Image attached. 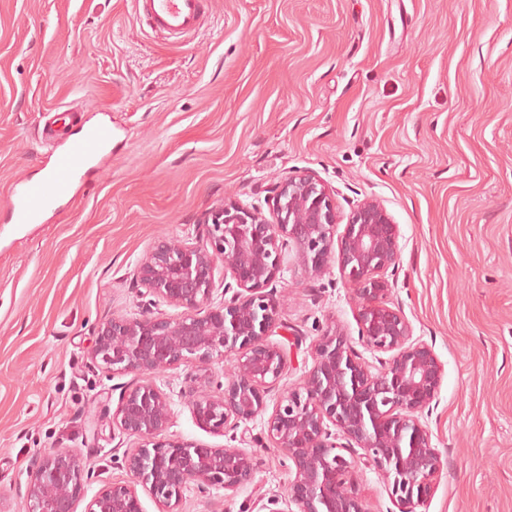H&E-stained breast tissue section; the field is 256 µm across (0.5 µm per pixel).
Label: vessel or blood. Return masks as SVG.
Instances as JSON below:
<instances>
[{
  "label": "vessel or blood",
  "mask_w": 512,
  "mask_h": 512,
  "mask_svg": "<svg viewBox=\"0 0 512 512\" xmlns=\"http://www.w3.org/2000/svg\"><path fill=\"white\" fill-rule=\"evenodd\" d=\"M208 8V0H136V9L150 22L155 32L186 36L194 33ZM89 159L88 153L73 148L56 153L53 167L42 179L24 183L15 191L10 208L16 223L32 224L41 220L71 187Z\"/></svg>",
  "instance_id": "1"
}]
</instances>
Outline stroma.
Segmentation results:
<instances>
[{"instance_id":"stroma-1","label":"stroma","mask_w":512,"mask_h":512,"mask_svg":"<svg viewBox=\"0 0 512 512\" xmlns=\"http://www.w3.org/2000/svg\"><path fill=\"white\" fill-rule=\"evenodd\" d=\"M83 112L59 121L57 107ZM85 125L112 129L40 223H14L10 192ZM308 170L338 224L368 200L399 228L388 299L444 366L427 419L444 468L422 512H512V0H211L188 37L145 31L134 0H0V512H24L28 465L61 448L90 472L86 497L127 481L112 432L132 374L91 364L98 326L151 300L133 271L162 237L194 239L221 203L265 208ZM274 337L288 352L268 400L298 388L330 331L358 338L338 264L311 276L288 257ZM194 366L159 383L168 438L212 448L186 393ZM254 481L233 497L189 491L183 512H259L289 462L248 423ZM355 483L370 512L394 506L373 466Z\"/></svg>"}]
</instances>
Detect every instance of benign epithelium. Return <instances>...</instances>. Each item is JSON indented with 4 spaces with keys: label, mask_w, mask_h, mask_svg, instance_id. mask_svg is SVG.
I'll return each instance as SVG.
<instances>
[{
    "label": "benign epithelium",
    "mask_w": 512,
    "mask_h": 512,
    "mask_svg": "<svg viewBox=\"0 0 512 512\" xmlns=\"http://www.w3.org/2000/svg\"><path fill=\"white\" fill-rule=\"evenodd\" d=\"M267 204L275 220L238 204H222L199 220L205 230L189 243L158 242L134 277L148 294L182 308L175 317H114L102 323L88 357L112 374L133 373L138 383L121 389L112 430L138 440L123 452L129 481L98 492L84 512H143L137 487L161 512H183L184 492L222 489L231 496L250 483L255 450L211 448L166 438L174 412L158 374L180 364L207 372L231 359L227 382L211 389L209 376L194 378L189 401L196 421L213 432L236 429L268 414L267 438L291 462L286 494L267 500L268 512H367L352 482L354 460L338 453L362 450L383 480L398 512L427 505L444 463L424 413L432 410L444 367L433 348L413 338L402 312L388 305L382 279L396 265L399 229L377 201L363 202L336 234L330 192L310 171L276 182ZM307 272L323 274L338 261L359 299L358 341L384 354L380 368L366 363L343 334L321 336L304 385L267 410V388L287 364L286 349L269 341L277 329L273 283L287 251ZM230 299L213 301L215 270ZM84 497V465L70 449L35 458L29 467L25 512H77Z\"/></svg>",
    "instance_id": "1"
}]
</instances>
